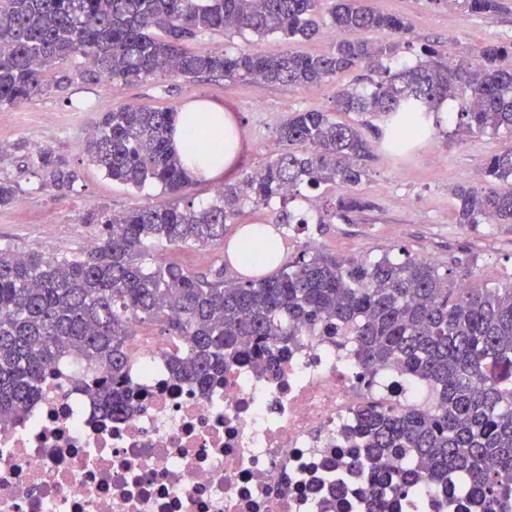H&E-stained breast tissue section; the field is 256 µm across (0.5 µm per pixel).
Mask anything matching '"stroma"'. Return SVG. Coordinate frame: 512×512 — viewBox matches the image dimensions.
Returning a JSON list of instances; mask_svg holds the SVG:
<instances>
[{
  "label": "stroma",
  "mask_w": 512,
  "mask_h": 512,
  "mask_svg": "<svg viewBox=\"0 0 512 512\" xmlns=\"http://www.w3.org/2000/svg\"><path fill=\"white\" fill-rule=\"evenodd\" d=\"M506 2L507 10L491 14L470 13L457 0H370V5L408 22L409 42L400 47L398 57L413 65L428 45L450 41L455 55L467 56L483 44L512 41V0ZM192 47L201 53L247 48L269 51L279 44L232 30L199 36ZM84 64L79 54L58 64V71L72 76L66 88H50L29 102L0 106V143L23 141L32 151L50 147L78 174L72 190L59 196L40 187L20 155L1 158L0 180L18 185L17 200L0 208L1 247L38 249L49 239L54 253L77 255L101 233L100 225L86 223L88 212L112 215L166 201L159 185L129 188L107 178L88 160L82 142L103 113L126 104L177 111L202 100L223 104L226 111L236 114L241 131L242 155L234 172L239 178L282 151L277 129L292 113L334 109L336 85L332 82L300 89L231 81L220 75H158L132 85H115L104 78L82 80L78 72ZM508 148H512L511 134L459 135L449 122L402 156L388 152L381 141H373L360 187L371 199L372 209L356 214L349 223L334 219L321 225L319 215L345 189L325 185L308 190L301 206L309 215V228L304 233L287 231L283 258L288 261L297 256L308 238L319 250L339 257L374 261L405 251L429 257L442 271L451 260L471 256L475 263L467 284L494 287L512 272V227L483 224L474 230L456 223L452 190L474 185L485 161ZM225 259L219 249L170 246L151 253L146 261L174 262L206 276Z\"/></svg>",
  "instance_id": "35a3bbf8"
}]
</instances>
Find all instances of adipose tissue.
<instances>
[{"label": "adipose tissue", "mask_w": 512, "mask_h": 512, "mask_svg": "<svg viewBox=\"0 0 512 512\" xmlns=\"http://www.w3.org/2000/svg\"><path fill=\"white\" fill-rule=\"evenodd\" d=\"M171 143L187 174L197 180L220 178L241 151L237 119L217 103L202 102L177 112Z\"/></svg>", "instance_id": "ef3b65f1"}]
</instances>
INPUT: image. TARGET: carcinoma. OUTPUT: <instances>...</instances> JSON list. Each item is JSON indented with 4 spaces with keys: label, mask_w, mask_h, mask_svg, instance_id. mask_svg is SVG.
I'll use <instances>...</instances> for the list:
<instances>
[{
    "label": "carcinoma",
    "mask_w": 512,
    "mask_h": 512,
    "mask_svg": "<svg viewBox=\"0 0 512 512\" xmlns=\"http://www.w3.org/2000/svg\"><path fill=\"white\" fill-rule=\"evenodd\" d=\"M460 4L489 14L501 0ZM325 5L336 32L327 54L186 49L203 33L228 29L307 39ZM371 30L389 40L360 38ZM409 32L404 18L378 12L368 0H0V104L27 101L50 83L65 88L70 75L51 69L76 53L89 59L82 79L124 85L158 72L297 88L362 64L379 74L365 90L347 84L336 91L335 111L358 119L293 114L278 129L286 149L199 208L182 196L191 179L170 144L176 111L132 104L105 113L87 138L89 160L116 182L159 184L175 200L120 215L88 213L103 232L77 257L0 247V427L15 422L45 369L66 358L94 368L97 399L114 414L125 411L133 317L164 322L184 345L169 358L171 377L203 384L224 377L247 344L276 363L308 325L352 337L364 373L394 365L434 392L430 409H359L355 464L375 471L380 459L409 448L395 490L409 494L414 482L439 485L455 474L483 501V512H512V277L495 288H467L457 274L468 276L470 264L460 259L442 276L421 258L362 261L306 249L274 273L246 280L225 278L222 265L201 277L175 263H144L156 246H223L224 227L245 202L258 209L277 201L273 223L306 226L305 215L289 207L304 186L347 187L326 218L351 220L371 208L356 190L370 158L368 135L402 152L405 140L388 131L409 126L414 141L427 138L440 126L445 99L457 102V131L512 133V68L502 65L512 42L483 45L471 58L449 59L432 47L413 66L390 64ZM26 158L42 185L61 195L76 181L47 148ZM454 195L456 223L512 226V149L485 162L481 186Z\"/></svg>",
    "instance_id": "carcinoma-1"
}]
</instances>
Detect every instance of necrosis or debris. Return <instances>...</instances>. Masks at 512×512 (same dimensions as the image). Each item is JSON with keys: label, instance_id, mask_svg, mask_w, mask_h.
Returning <instances> with one entry per match:
<instances>
[{"label": "necrosis or debris", "instance_id": "obj_1", "mask_svg": "<svg viewBox=\"0 0 512 512\" xmlns=\"http://www.w3.org/2000/svg\"><path fill=\"white\" fill-rule=\"evenodd\" d=\"M137 398L107 415L94 376L53 364L18 424L0 429V512H368L369 470L346 434L375 402L426 407L429 386L365 377L350 342L302 329L267 368L245 351L207 387L173 381L174 342L130 323ZM476 512L460 480L393 501L389 512Z\"/></svg>", "mask_w": 512, "mask_h": 512}]
</instances>
